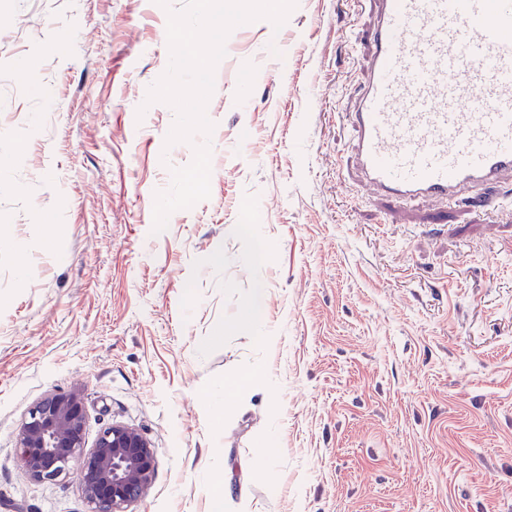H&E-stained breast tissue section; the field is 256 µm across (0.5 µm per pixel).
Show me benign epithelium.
<instances>
[{
	"label": "benign epithelium",
	"mask_w": 512,
	"mask_h": 512,
	"mask_svg": "<svg viewBox=\"0 0 512 512\" xmlns=\"http://www.w3.org/2000/svg\"><path fill=\"white\" fill-rule=\"evenodd\" d=\"M22 467L41 482H55L79 461L77 478L90 512H128L151 487L155 457L139 430L102 427L85 445V414L78 391L50 393L36 402L16 432Z\"/></svg>",
	"instance_id": "1"
}]
</instances>
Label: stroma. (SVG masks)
<instances>
[{
    "instance_id": "obj_1",
    "label": "stroma",
    "mask_w": 512,
    "mask_h": 512,
    "mask_svg": "<svg viewBox=\"0 0 512 512\" xmlns=\"http://www.w3.org/2000/svg\"><path fill=\"white\" fill-rule=\"evenodd\" d=\"M182 3L0 0V512H90L75 474L36 481L15 448L73 389L86 445L108 424L152 445L129 512H208L219 490L228 512H512V208L394 220L359 183L369 0L233 29L211 137L166 145L176 113L146 97ZM206 140L209 199L153 233ZM258 288V328H234Z\"/></svg>"
}]
</instances>
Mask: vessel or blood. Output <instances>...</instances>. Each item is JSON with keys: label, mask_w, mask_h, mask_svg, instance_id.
Returning a JSON list of instances; mask_svg holds the SVG:
<instances>
[{"label": "vessel or blood", "mask_w": 512, "mask_h": 512, "mask_svg": "<svg viewBox=\"0 0 512 512\" xmlns=\"http://www.w3.org/2000/svg\"><path fill=\"white\" fill-rule=\"evenodd\" d=\"M355 176L395 206L492 209L512 182V0H372Z\"/></svg>", "instance_id": "b4317fda"}]
</instances>
